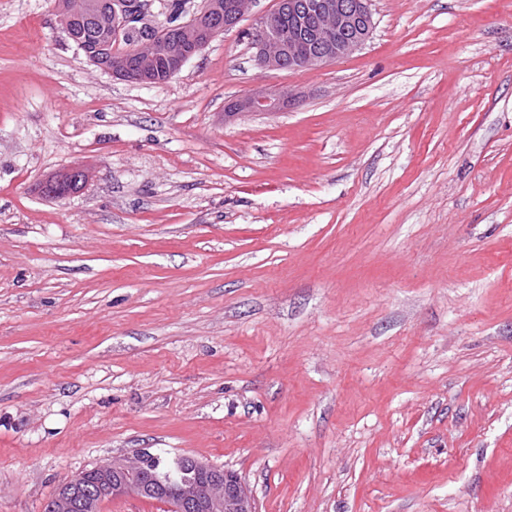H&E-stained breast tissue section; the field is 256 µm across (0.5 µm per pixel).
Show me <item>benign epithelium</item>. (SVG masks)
I'll list each match as a JSON object with an SVG mask.
<instances>
[{"label": "benign epithelium", "mask_w": 512, "mask_h": 512, "mask_svg": "<svg viewBox=\"0 0 512 512\" xmlns=\"http://www.w3.org/2000/svg\"><path fill=\"white\" fill-rule=\"evenodd\" d=\"M254 0H203L201 9L179 25L189 34L161 40L154 47L156 59L164 61L174 76L201 51L215 35L235 28L252 11ZM373 0H278L276 9L255 19L250 41L256 64L266 70L321 67L341 60L361 49L375 26ZM147 0H99L88 6L93 21L104 16L109 23L95 35V48L85 51L88 60L119 79L152 84L156 70L132 63L127 56L109 48L123 29L136 25L147 11ZM298 19V27L288 31V40L279 37L280 12ZM317 44L318 49L303 60L294 59L298 41ZM288 100V90L276 94L251 92L233 101L228 111L234 115L273 113ZM89 168L74 167L63 179L83 185L92 180ZM147 450L124 461H103L92 468L91 487L82 491L73 482L60 486L45 505V512H100L104 501L132 496L158 500L169 512H258L250 487L234 471L210 462L190 458L193 476L174 485L147 468Z\"/></svg>", "instance_id": "1"}]
</instances>
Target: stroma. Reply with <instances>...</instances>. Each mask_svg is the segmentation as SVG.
<instances>
[{
	"instance_id": "1",
	"label": "stroma",
	"mask_w": 512,
	"mask_h": 512,
	"mask_svg": "<svg viewBox=\"0 0 512 512\" xmlns=\"http://www.w3.org/2000/svg\"><path fill=\"white\" fill-rule=\"evenodd\" d=\"M53 5L0 0V512L142 449L259 512H512V0H373L289 71L245 21L154 85ZM285 101H288L287 90H280L276 94L251 92L233 101L227 111L233 115L273 113Z\"/></svg>"
}]
</instances>
